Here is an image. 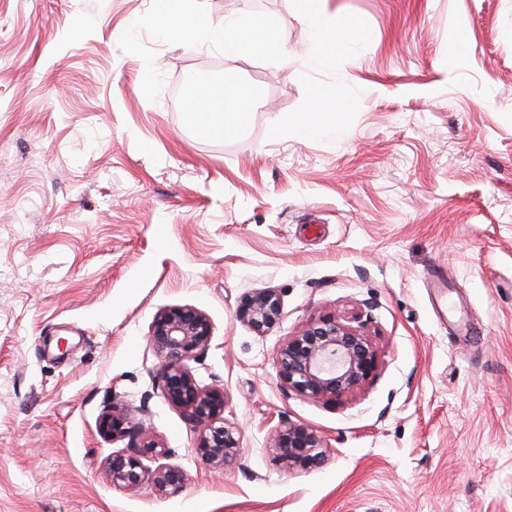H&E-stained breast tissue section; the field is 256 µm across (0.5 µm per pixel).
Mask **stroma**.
I'll return each mask as SVG.
<instances>
[{
    "label": "stroma",
    "instance_id": "obj_1",
    "mask_svg": "<svg viewBox=\"0 0 512 512\" xmlns=\"http://www.w3.org/2000/svg\"><path fill=\"white\" fill-rule=\"evenodd\" d=\"M0 0V512H512V0H322L355 24L333 54L299 0ZM259 12L287 50L229 59L213 32ZM197 73L255 91L247 126L201 132L174 91ZM347 105L283 130L316 92ZM275 289L257 335L244 294ZM190 305L214 337L189 367L241 431L213 469L161 396L148 335ZM360 315L379 367L337 402L285 393L282 343ZM185 475L112 485L113 401ZM329 447L290 469L282 422ZM156 2L158 17L187 45H191V39L195 33L211 29V23L205 16L186 14L182 11L183 0H157ZM281 315L280 296L269 288L244 295L237 310L238 318L259 335L271 329Z\"/></svg>",
    "mask_w": 512,
    "mask_h": 512
}]
</instances>
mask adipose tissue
<instances>
[{"label":"adipose tissue","mask_w":512,"mask_h":512,"mask_svg":"<svg viewBox=\"0 0 512 512\" xmlns=\"http://www.w3.org/2000/svg\"><path fill=\"white\" fill-rule=\"evenodd\" d=\"M182 2L157 0L156 12L166 27L175 31L181 40L188 42L195 33L210 28L211 23L203 15L184 13ZM304 17L319 35L315 44L316 51L325 53L342 45L345 32L350 26L349 20L325 15L313 5L305 9ZM272 28V20L262 15L249 16L241 23L225 24L223 35L226 56L238 58L256 49L275 56L283 54V47L270 38ZM194 97L200 103L194 118L204 132L221 134L241 126L248 118L245 109L248 90L218 92L202 87L195 91Z\"/></svg>","instance_id":"obj_1"}]
</instances>
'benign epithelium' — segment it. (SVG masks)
<instances>
[{"mask_svg": "<svg viewBox=\"0 0 512 512\" xmlns=\"http://www.w3.org/2000/svg\"><path fill=\"white\" fill-rule=\"evenodd\" d=\"M281 315L280 296L269 288L244 295L237 310L238 318L259 335ZM213 333L206 314L191 306H173L156 313L149 341L160 360L158 378L164 400L184 411L197 430V455L209 467L226 468L236 463L240 452L239 432L224 420L226 392L219 386L200 385L187 366L208 348ZM378 362V348L358 317L342 319L333 313L311 319L277 353L284 392L323 402L359 392L375 374ZM98 429L106 437L130 441V450L115 452L107 460L112 485L124 489L150 485L165 495L179 492L183 472L161 461L165 452L143 425L133 423L132 408L112 403L100 416ZM269 452L290 469L318 467L326 460L327 446L312 428L288 421L275 430ZM145 458L157 465L144 464Z\"/></svg>", "mask_w": 512, "mask_h": 512, "instance_id": "obj_1", "label": "benign epithelium"}]
</instances>
